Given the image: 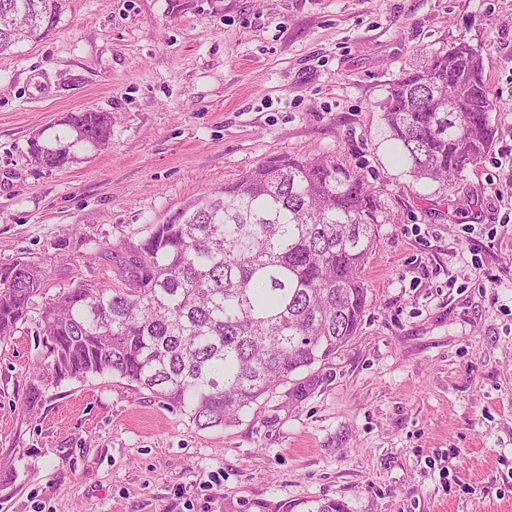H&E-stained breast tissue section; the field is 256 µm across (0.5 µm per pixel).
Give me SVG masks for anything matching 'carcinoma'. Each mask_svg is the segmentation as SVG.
<instances>
[{"label": "carcinoma", "mask_w": 512, "mask_h": 512, "mask_svg": "<svg viewBox=\"0 0 512 512\" xmlns=\"http://www.w3.org/2000/svg\"><path fill=\"white\" fill-rule=\"evenodd\" d=\"M67 0H0V55L51 34ZM480 48L459 42L394 81L383 120L417 180L451 182L493 147L496 108ZM36 165L105 145L107 112H70ZM380 209L363 177L334 156L271 158L154 224L119 286L80 284L46 302L24 406L64 378L116 375L201 429L239 413L356 335L360 277ZM45 272L0 264V339L28 319Z\"/></svg>", "instance_id": "obj_1"}]
</instances>
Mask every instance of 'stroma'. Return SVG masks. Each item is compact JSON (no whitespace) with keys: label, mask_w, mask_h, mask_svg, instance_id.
<instances>
[{"label":"stroma","mask_w":512,"mask_h":512,"mask_svg":"<svg viewBox=\"0 0 512 512\" xmlns=\"http://www.w3.org/2000/svg\"><path fill=\"white\" fill-rule=\"evenodd\" d=\"M480 47L495 139L445 186L385 124L426 53ZM112 115L61 170L32 135ZM280 155H336L380 206L357 335L230 427L112 375L23 401L46 301L116 284L149 227ZM47 281L0 340V512H512V0H68L0 55V264Z\"/></svg>","instance_id":"35a3bbf8"}]
</instances>
